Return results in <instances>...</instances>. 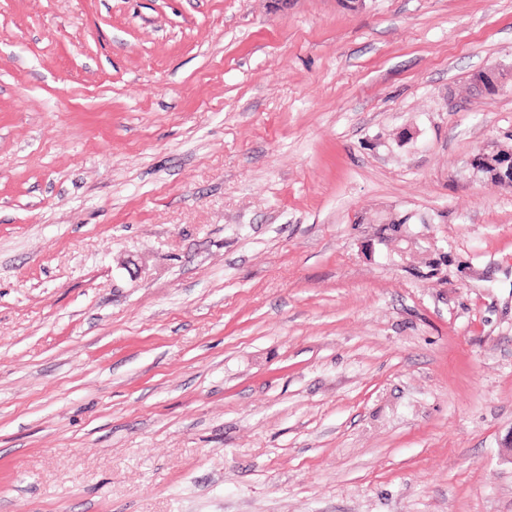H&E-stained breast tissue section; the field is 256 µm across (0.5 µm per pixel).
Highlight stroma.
<instances>
[{
	"label": "stroma",
	"mask_w": 512,
	"mask_h": 512,
	"mask_svg": "<svg viewBox=\"0 0 512 512\" xmlns=\"http://www.w3.org/2000/svg\"><path fill=\"white\" fill-rule=\"evenodd\" d=\"M501 148L512 0H0V512H512Z\"/></svg>",
	"instance_id": "35a3bbf8"
}]
</instances>
